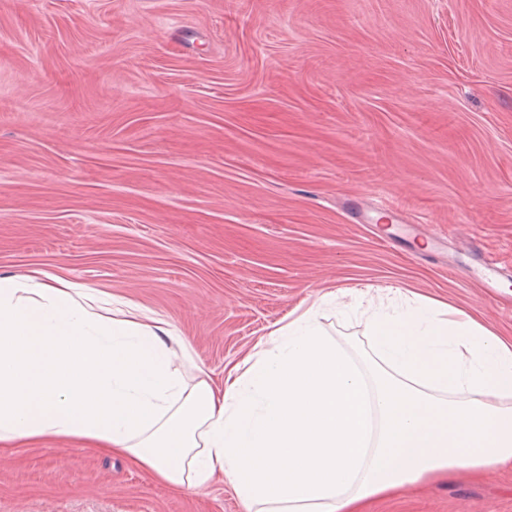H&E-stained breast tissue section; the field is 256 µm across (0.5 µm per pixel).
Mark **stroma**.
Segmentation results:
<instances>
[{
	"instance_id": "1",
	"label": "stroma",
	"mask_w": 512,
	"mask_h": 512,
	"mask_svg": "<svg viewBox=\"0 0 512 512\" xmlns=\"http://www.w3.org/2000/svg\"><path fill=\"white\" fill-rule=\"evenodd\" d=\"M36 271L218 381L315 303L370 367L396 288L512 339V0H0V277ZM0 512L245 507L56 440L0 458ZM366 512H512V471Z\"/></svg>"
}]
</instances>
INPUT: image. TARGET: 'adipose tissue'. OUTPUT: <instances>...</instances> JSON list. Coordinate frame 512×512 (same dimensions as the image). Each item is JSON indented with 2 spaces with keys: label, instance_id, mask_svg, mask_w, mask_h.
<instances>
[{
  "label": "adipose tissue",
  "instance_id": "1",
  "mask_svg": "<svg viewBox=\"0 0 512 512\" xmlns=\"http://www.w3.org/2000/svg\"><path fill=\"white\" fill-rule=\"evenodd\" d=\"M362 367L310 309L215 383L167 322L46 273L0 277V452L64 439L249 512H363L512 469V342L429 302L367 323Z\"/></svg>",
  "mask_w": 512,
  "mask_h": 512
}]
</instances>
